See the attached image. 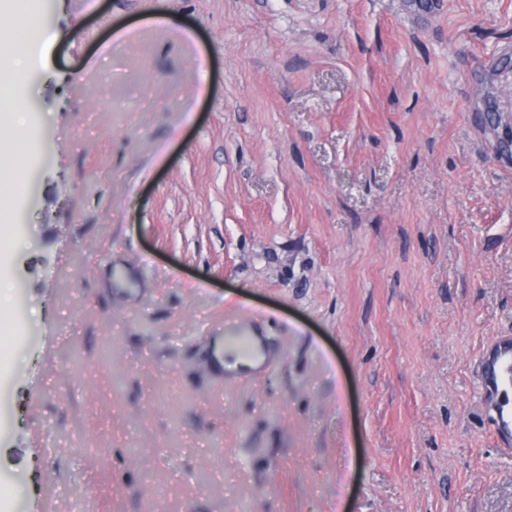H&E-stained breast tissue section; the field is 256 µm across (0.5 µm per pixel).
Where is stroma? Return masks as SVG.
<instances>
[{"instance_id":"35a3bbf8","label":"stroma","mask_w":512,"mask_h":512,"mask_svg":"<svg viewBox=\"0 0 512 512\" xmlns=\"http://www.w3.org/2000/svg\"><path fill=\"white\" fill-rule=\"evenodd\" d=\"M36 2L16 512H512V0ZM481 365L483 400L487 403L491 387L512 382V337H496L483 352Z\"/></svg>"}]
</instances>
